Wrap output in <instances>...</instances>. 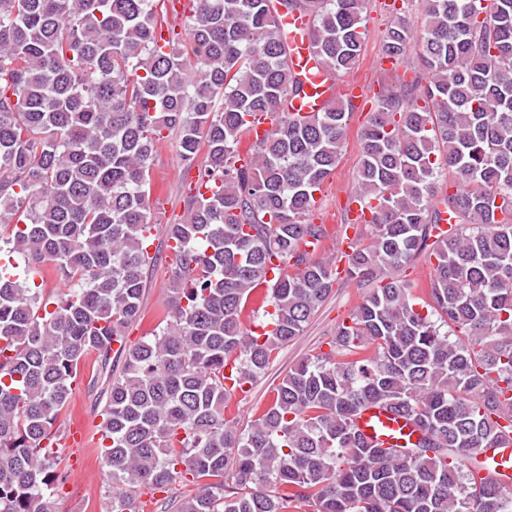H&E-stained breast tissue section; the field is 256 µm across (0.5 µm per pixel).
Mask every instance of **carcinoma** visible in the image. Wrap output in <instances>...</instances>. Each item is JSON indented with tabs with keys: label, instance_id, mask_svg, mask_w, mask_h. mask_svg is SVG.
<instances>
[{
	"label": "carcinoma",
	"instance_id": "cac0c4a2",
	"mask_svg": "<svg viewBox=\"0 0 512 512\" xmlns=\"http://www.w3.org/2000/svg\"><path fill=\"white\" fill-rule=\"evenodd\" d=\"M160 2L0 0V224L26 276L49 265L62 284L44 300L0 264V512H56L54 425L89 355L108 392V512H145L144 492L177 483L192 489L174 512H512V487L490 476L512 435V0H423V29L401 16L387 29L382 55L413 45L418 67L373 95L361 134L372 231L351 241L347 278L366 292L244 427L229 396L335 284L334 262L306 251L327 236L307 215L351 109L290 108L310 79L279 19L313 16L333 87L361 55L366 0H191L179 31ZM260 116L271 127L243 153ZM171 137L197 167L194 193L163 231V326L129 345L152 262V166ZM418 257L417 295L393 271ZM270 269L259 300L276 330L263 337L242 312ZM371 405L416 441L366 440L354 419Z\"/></svg>",
	"mask_w": 512,
	"mask_h": 512
}]
</instances>
